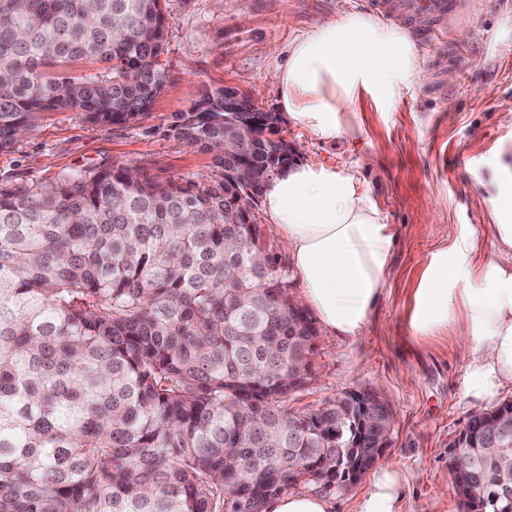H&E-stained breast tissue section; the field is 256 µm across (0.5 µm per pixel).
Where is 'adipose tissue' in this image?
I'll use <instances>...</instances> for the list:
<instances>
[{
    "mask_svg": "<svg viewBox=\"0 0 512 512\" xmlns=\"http://www.w3.org/2000/svg\"><path fill=\"white\" fill-rule=\"evenodd\" d=\"M409 31L377 16L346 13L297 38L278 65L280 112L317 139L344 133L338 116L354 96L386 102L420 76ZM263 205L276 224L300 282L299 299L329 337L358 338L390 274L394 236L355 178L335 166L300 164L269 180ZM495 241L482 263L460 268L468 241L433 255L413 292L415 339L462 326L458 344L469 361L468 391L488 400L512 388V191L501 195ZM403 473L378 467L355 512H401Z\"/></svg>",
    "mask_w": 512,
    "mask_h": 512,
    "instance_id": "adipose-tissue-1",
    "label": "adipose tissue"
}]
</instances>
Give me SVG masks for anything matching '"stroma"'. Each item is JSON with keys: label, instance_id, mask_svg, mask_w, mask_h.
I'll return each mask as SVG.
<instances>
[{"label": "stroma", "instance_id": "stroma-1", "mask_svg": "<svg viewBox=\"0 0 512 512\" xmlns=\"http://www.w3.org/2000/svg\"><path fill=\"white\" fill-rule=\"evenodd\" d=\"M166 87L149 116L102 128L74 111L46 113L0 151V186L48 184L63 170L122 163L165 180H203L210 154L168 132L174 113L204 86L228 85L277 110L273 72L289 43L322 20L373 13L371 0H163ZM423 73L384 105L358 95L333 143L283 120L282 134L304 163L354 175L375 202L395 245L390 277L363 335L319 336L312 379L289 404L315 410L341 393L369 388L394 414L391 443L379 462L409 478L402 512H459L448 445L475 411L458 329L416 341L408 312L432 254L470 239V264L493 241L495 201L512 186V0H469L447 37L419 53Z\"/></svg>", "mask_w": 512, "mask_h": 512}]
</instances>
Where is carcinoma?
<instances>
[{
    "label": "carcinoma",
    "instance_id": "obj_1",
    "mask_svg": "<svg viewBox=\"0 0 512 512\" xmlns=\"http://www.w3.org/2000/svg\"><path fill=\"white\" fill-rule=\"evenodd\" d=\"M164 43L161 0H0V150L46 112L145 118ZM89 60L101 71L49 75ZM253 111L223 86L174 113L169 134L213 155L203 181L114 163L0 187V512H263L291 485L336 480V417L356 405L288 408L317 329L242 223L281 164ZM356 438L369 458L374 432ZM468 480L488 496L463 512L507 507L499 462Z\"/></svg>",
    "mask_w": 512,
    "mask_h": 512
}]
</instances>
